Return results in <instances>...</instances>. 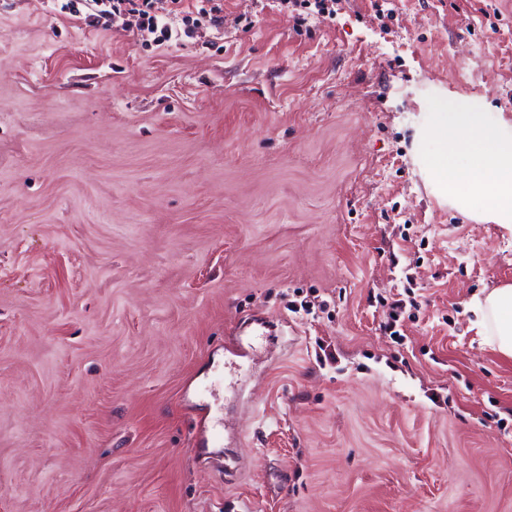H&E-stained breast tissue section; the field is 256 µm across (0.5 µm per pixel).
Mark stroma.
Instances as JSON below:
<instances>
[{"label": "stroma", "instance_id": "1", "mask_svg": "<svg viewBox=\"0 0 512 512\" xmlns=\"http://www.w3.org/2000/svg\"><path fill=\"white\" fill-rule=\"evenodd\" d=\"M60 6L0 0V512H512L470 308L512 238L416 140L512 123V0H223L150 47Z\"/></svg>", "mask_w": 512, "mask_h": 512}]
</instances>
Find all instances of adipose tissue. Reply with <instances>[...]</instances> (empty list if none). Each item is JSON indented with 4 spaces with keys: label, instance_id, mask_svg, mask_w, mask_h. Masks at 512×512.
<instances>
[{
    "label": "adipose tissue",
    "instance_id": "1",
    "mask_svg": "<svg viewBox=\"0 0 512 512\" xmlns=\"http://www.w3.org/2000/svg\"><path fill=\"white\" fill-rule=\"evenodd\" d=\"M431 145L425 161L437 198L459 206L478 204L492 221L512 235V129H503L483 112L428 113L417 132ZM480 336L504 358L512 359V285L474 297Z\"/></svg>",
    "mask_w": 512,
    "mask_h": 512
}]
</instances>
